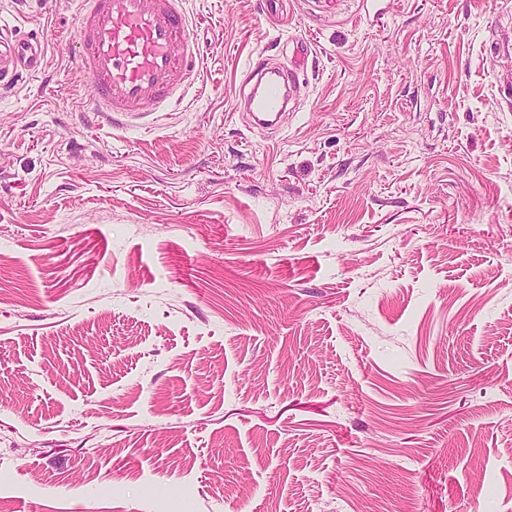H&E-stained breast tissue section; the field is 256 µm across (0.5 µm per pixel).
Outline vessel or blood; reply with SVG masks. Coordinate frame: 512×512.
Returning <instances> with one entry per match:
<instances>
[{
	"label": "vessel or blood",
	"instance_id": "1",
	"mask_svg": "<svg viewBox=\"0 0 512 512\" xmlns=\"http://www.w3.org/2000/svg\"><path fill=\"white\" fill-rule=\"evenodd\" d=\"M78 66L91 90L92 109L131 119L147 117L195 79L205 47L194 34L183 0H79ZM47 36L0 41V77L35 75L45 64ZM247 93L262 123L284 114L299 82L297 66L249 61Z\"/></svg>",
	"mask_w": 512,
	"mask_h": 512
}]
</instances>
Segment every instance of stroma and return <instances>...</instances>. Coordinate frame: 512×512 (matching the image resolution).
<instances>
[{
    "label": "stroma",
    "mask_w": 512,
    "mask_h": 512,
    "mask_svg": "<svg viewBox=\"0 0 512 512\" xmlns=\"http://www.w3.org/2000/svg\"><path fill=\"white\" fill-rule=\"evenodd\" d=\"M384 6L185 0L198 78L113 125L76 0H0V512H512V0ZM32 32L27 38L13 43L0 41V78L9 71L21 77L43 70L47 36L42 29ZM297 63L287 68L274 65L262 53L251 57L250 70L242 87V96L247 97L252 115L259 123H273L286 111L291 90L299 84L298 67L303 66L304 60L296 55ZM254 81L247 94L246 86ZM288 92V97L286 95ZM274 117V120L269 118Z\"/></svg>",
    "instance_id": "1"
}]
</instances>
